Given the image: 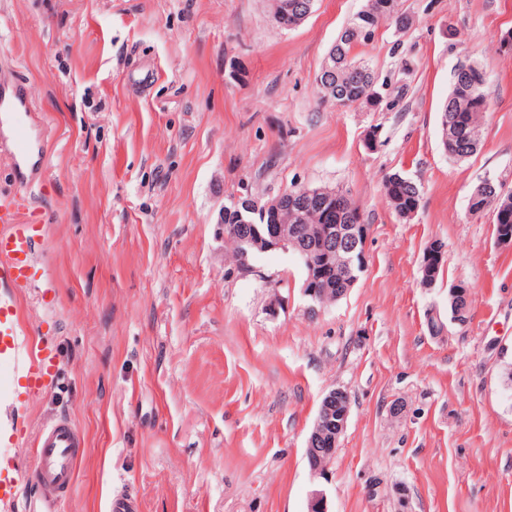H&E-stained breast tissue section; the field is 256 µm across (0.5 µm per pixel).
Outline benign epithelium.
Listing matches in <instances>:
<instances>
[{
	"label": "benign epithelium",
	"mask_w": 512,
	"mask_h": 512,
	"mask_svg": "<svg viewBox=\"0 0 512 512\" xmlns=\"http://www.w3.org/2000/svg\"><path fill=\"white\" fill-rule=\"evenodd\" d=\"M314 0H305L301 6H296L291 0H281L278 10L274 11L275 22L283 28L288 27V12L302 9V18H307L313 10ZM316 196L324 205L316 207L323 213L324 223L313 225L309 231L303 233L296 225V220H307L312 212L310 208H303L296 200H305ZM280 196L292 200L289 210L280 205L267 203L263 212L270 213L271 224L266 234H254L239 239L241 244L251 250L266 252L281 249L293 251L303 257L310 267H324L336 270L338 267L350 265L358 259L365 263V244L368 228L364 224H331L327 222L330 212L325 205L335 201L336 191L326 189H313L304 187L297 192L283 191ZM357 279L336 282L331 277L320 286L303 285L302 291L308 300L306 312L310 317L318 316L322 310L336 303L347 295L355 285ZM351 411V397L346 389L332 387L321 398L313 426L306 440L305 459L308 462L310 473L314 476L326 474L331 460L334 458L343 436ZM308 512H329L328 496L325 490L315 489L311 492L308 502Z\"/></svg>",
	"instance_id": "obj_1"
}]
</instances>
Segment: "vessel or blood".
Returning a JSON list of instances; mask_svg holds the SVG:
<instances>
[{"mask_svg": "<svg viewBox=\"0 0 512 512\" xmlns=\"http://www.w3.org/2000/svg\"><path fill=\"white\" fill-rule=\"evenodd\" d=\"M34 105L23 82L0 86V129L8 134L5 156L14 176L27 180L34 153L29 118ZM22 204L0 195V399L17 401L52 382L53 348L32 338L13 290L26 283L34 262L36 227L19 221ZM82 437L65 418L45 427L33 447L38 485L69 491L81 459ZM20 472L14 455H0V512H12Z\"/></svg>", "mask_w": 512, "mask_h": 512, "instance_id": "obj_1", "label": "vessel or blood"}]
</instances>
